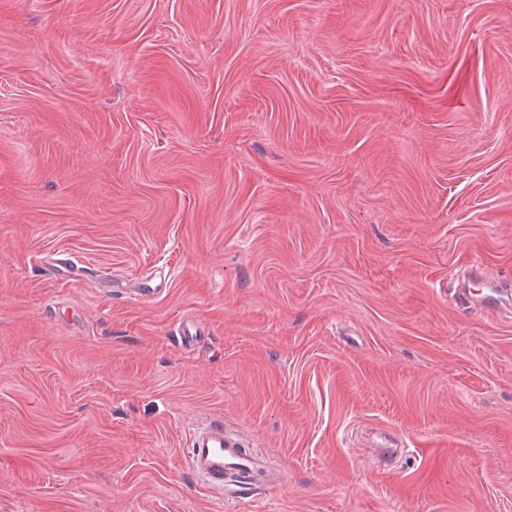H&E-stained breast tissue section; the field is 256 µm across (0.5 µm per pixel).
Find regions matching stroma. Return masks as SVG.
<instances>
[{
	"label": "stroma",
	"mask_w": 512,
	"mask_h": 512,
	"mask_svg": "<svg viewBox=\"0 0 512 512\" xmlns=\"http://www.w3.org/2000/svg\"><path fill=\"white\" fill-rule=\"evenodd\" d=\"M475 265L512 281V0H0V512H512ZM202 420L278 484L211 492Z\"/></svg>",
	"instance_id": "obj_1"
}]
</instances>
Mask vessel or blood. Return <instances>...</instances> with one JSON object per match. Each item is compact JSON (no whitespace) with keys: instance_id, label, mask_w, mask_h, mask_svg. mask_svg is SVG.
<instances>
[{"instance_id":"obj_1","label":"vessel or blood","mask_w":512,"mask_h":512,"mask_svg":"<svg viewBox=\"0 0 512 512\" xmlns=\"http://www.w3.org/2000/svg\"><path fill=\"white\" fill-rule=\"evenodd\" d=\"M511 299V286L491 282L480 295L478 306L492 317ZM185 460L197 478L231 498L251 497L261 485L279 478L262 451L243 447L240 437L220 421L204 422L193 429Z\"/></svg>"}]
</instances>
